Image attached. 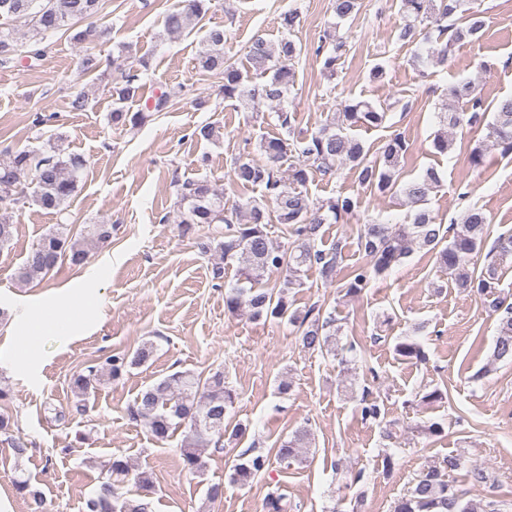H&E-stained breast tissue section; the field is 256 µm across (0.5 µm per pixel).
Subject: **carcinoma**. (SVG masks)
Returning <instances> with one entry per match:
<instances>
[{
    "label": "carcinoma",
    "instance_id": "carcinoma-1",
    "mask_svg": "<svg viewBox=\"0 0 512 512\" xmlns=\"http://www.w3.org/2000/svg\"><path fill=\"white\" fill-rule=\"evenodd\" d=\"M206 0H185L183 8L171 11L165 21L170 33L182 32L207 11ZM470 0H401L403 23L398 27L399 41L407 45L419 44L420 26L427 23L439 33L451 31L450 41L459 43L479 39L485 28L483 12L470 8ZM338 20H345L359 10V0H332ZM99 11V0H0V64L19 57L38 59L43 56L40 40L18 46L15 30L9 22L27 18L31 27L42 37L57 33L94 17ZM300 24L299 13L288 10L281 14L285 36L273 46L256 36L247 45L246 58L255 75L243 73L224 59L227 33L221 26L207 30L204 50L198 55V69L222 79L220 93L232 102L236 111L257 112L266 104L278 105L274 112L277 126L291 133V113L282 108L296 82L295 62L302 53V45L293 39ZM345 41L328 35V44H320L315 55L321 58V70L331 79L336 75ZM140 80L137 74L125 75L124 83L112 92L113 106L109 121L116 128H141L151 117L168 109L171 94L166 90L151 97L132 112L126 102L140 100ZM449 95L465 99L470 104L467 112L439 113L440 129L432 140V149L446 154L453 145L448 130L486 124L487 137L502 147L505 154L512 152V97L485 104L474 83L461 81L449 89ZM388 117L387 109L367 100L344 101L334 117L326 121L310 136L288 139L284 136L263 138L259 147L266 162L257 163L238 157L231 168L233 182L242 187L262 188L261 200H249L230 205L224 195L215 191L204 180H187L181 185V212L179 225L184 236L198 234L205 224L224 225V240L217 249L221 262L212 267L213 278H224V268L238 264V282L224 293V309L230 314L247 310L255 320H286L296 328L302 347L308 351L332 352L330 342L336 335L334 319L321 317V310L311 306L306 310L292 308L288 292L304 287L305 269L317 266L321 277L331 281L336 276L341 258V242L327 250L319 249L316 241L325 224H337L352 216L358 208V197L342 193L325 199L312 198L302 190L310 174L320 173L334 178L344 167L350 168L355 181L364 189L379 194H402L414 214L409 224L374 222L364 225L359 234V245L369 257V266L351 272L344 285L348 296H359L374 276L391 271L412 252L413 247L425 249L434 255L438 267L448 273L457 287L470 290L489 301L491 311H503L499 318L498 336L491 354L492 362H512V303L499 290L500 279L495 264L476 276L469 272V258L479 252L486 240L487 217L476 206L464 210L460 222L443 229L435 222L429 207L430 193L440 187L438 173L429 168L425 174L406 182L399 181V164L408 151L406 140L395 134L385 140L379 154L368 158L362 143L350 135L355 127H380ZM294 158L288 166V175L280 171V162L286 156ZM86 170V160L78 154H64L59 146L47 149L25 147L8 154L0 161V205L16 203L20 198H31L49 214L59 217L67 214L70 199ZM288 226L293 237L286 246H276L268 233L271 222ZM112 236V225L91 224L77 235L68 225L58 224L33 245L15 276L22 282L43 279L57 264L67 259L74 266L85 261L89 245ZM499 260L512 257V235L498 237L491 248ZM284 274L283 280L270 283L273 273ZM395 352L407 359H425L421 345L413 338H404L395 345ZM150 342L140 345L133 354H113L100 364H91L76 374L71 387L79 401L76 410L86 408V398L93 384L107 377L116 381L131 366L146 363L153 356ZM238 398L236 389L225 381L224 373L217 371L204 378L190 372H175L162 381L141 390L127 409L129 419L142 423L152 440L165 444L177 429L184 428L180 445L182 469L190 474L200 471L201 449L221 447L224 434L241 438L246 426L231 424L228 415ZM381 408L374 399L362 396L361 418L377 422ZM10 418L0 414V434L7 435L16 457L27 454L25 441L9 434ZM310 433L300 428L279 442L275 457L287 467L299 460ZM270 458L252 448L239 455V463L232 468L230 481L241 486L249 484L266 472ZM462 457L448 454L429 462L418 473L407 493L394 502L393 512H499L492 501L476 502L465 499L449 481L451 473L461 469ZM134 476V483L145 491L151 487L150 477L132 473L129 461L114 457L103 491L87 501V512H152L149 497L143 494L121 492V485ZM17 492L29 500L31 512H47L41 492L30 487L28 481L15 482ZM292 508L288 494L281 487L268 493L266 512H288Z\"/></svg>",
    "mask_w": 512,
    "mask_h": 512
}]
</instances>
